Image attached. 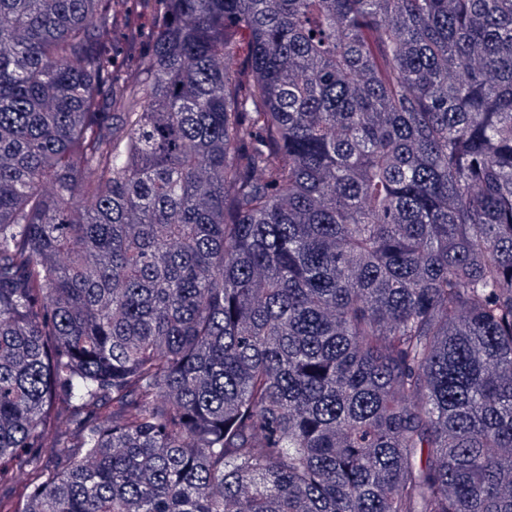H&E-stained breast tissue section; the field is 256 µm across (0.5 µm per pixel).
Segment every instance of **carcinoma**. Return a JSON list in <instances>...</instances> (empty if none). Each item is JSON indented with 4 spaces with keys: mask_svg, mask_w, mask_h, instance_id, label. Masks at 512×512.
Listing matches in <instances>:
<instances>
[{
    "mask_svg": "<svg viewBox=\"0 0 512 512\" xmlns=\"http://www.w3.org/2000/svg\"><path fill=\"white\" fill-rule=\"evenodd\" d=\"M0 512H512V0H0Z\"/></svg>",
    "mask_w": 512,
    "mask_h": 512,
    "instance_id": "cac0c4a2",
    "label": "carcinoma"
}]
</instances>
